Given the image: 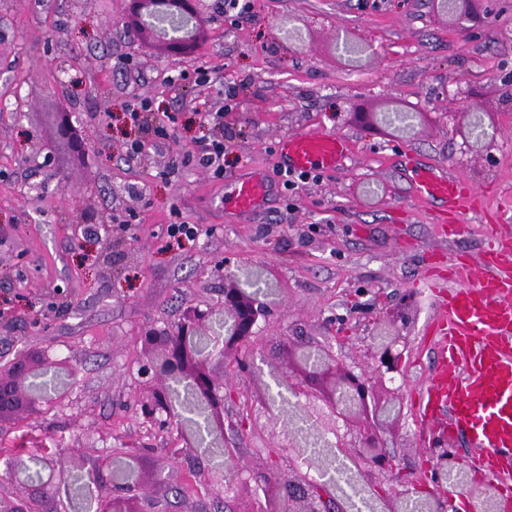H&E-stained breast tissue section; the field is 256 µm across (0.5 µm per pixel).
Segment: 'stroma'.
I'll return each instance as SVG.
<instances>
[{"label": "stroma", "instance_id": "1", "mask_svg": "<svg viewBox=\"0 0 512 512\" xmlns=\"http://www.w3.org/2000/svg\"><path fill=\"white\" fill-rule=\"evenodd\" d=\"M201 5L207 35L174 60L125 35L126 0H0V92L19 93L0 112V366L21 352L62 363L53 401L0 418V447L34 436L51 449L37 469L55 498L34 503L35 512H96L55 476L59 458L71 457L79 476L91 459L121 464L135 453L142 481L161 486L148 512H234L223 465L195 449L210 477L182 483L168 461L182 438L137 414L154 385L143 330L172 327L198 302L219 303L227 257L277 290L256 346L264 373L286 359L289 339H326L340 359H361L376 315L413 296L403 416L386 438L407 480L419 478L431 448L419 395L440 358L433 326L446 315L428 283L447 278L451 260L479 258L490 233L512 238V0H488L484 26L469 34L431 0H254L252 17L234 25L224 0ZM288 29L299 39L285 37ZM343 33L367 49L337 50ZM226 83L238 92L230 111ZM141 99L176 123L133 159L138 132L124 112ZM62 107L79 120L83 152L46 134L47 114ZM361 107L420 123L410 134L372 132L356 119ZM201 112L223 113L232 137L220 179L192 155ZM473 112L497 132L481 152L460 135ZM297 132L338 134L350 150L319 180L287 191L277 144ZM410 157L446 168L473 193L461 235L443 236L432 205L416 197ZM253 168L271 197L260 211L229 213L225 188ZM182 222L197 225L196 240L170 241L168 225ZM233 390L224 408L244 422L225 430L223 446L250 463L259 493L268 449L277 448L279 471L291 466L288 435L251 376L235 377Z\"/></svg>", "mask_w": 512, "mask_h": 512}]
</instances>
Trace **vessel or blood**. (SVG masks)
<instances>
[{
	"mask_svg": "<svg viewBox=\"0 0 512 512\" xmlns=\"http://www.w3.org/2000/svg\"><path fill=\"white\" fill-rule=\"evenodd\" d=\"M348 150V142L334 133H294L278 144L284 167L296 170L336 168ZM414 188L418 199L442 204L436 214L440 220L468 203L457 181L438 168L417 171ZM268 194L263 174L256 171L231 184L224 204L248 213L260 208ZM503 251V244L488 238L482 279L439 295L448 310L443 353L421 423L433 425L437 405L445 404L448 434L470 437L484 465L482 477L496 481L504 512H512V472L496 467L497 461L512 460V269L505 267Z\"/></svg>",
	"mask_w": 512,
	"mask_h": 512,
	"instance_id": "obj_1",
	"label": "vessel or blood"
}]
</instances>
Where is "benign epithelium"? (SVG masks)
<instances>
[{"instance_id":"obj_1","label":"benign epithelium","mask_w":512,"mask_h":512,"mask_svg":"<svg viewBox=\"0 0 512 512\" xmlns=\"http://www.w3.org/2000/svg\"><path fill=\"white\" fill-rule=\"evenodd\" d=\"M200 0H129L128 30L156 43L169 55L185 53L189 34L204 28V15L198 7ZM434 10L453 21L467 22L464 30L470 32L484 23L487 0H431ZM492 134L484 139L473 135L472 124L465 125L462 132L464 146L479 150L489 144ZM251 281V273L241 272L238 266L225 262L224 297L217 307L204 310H189L182 321L170 329L150 328L142 333L145 349L151 353L150 368L160 380L141 412L150 424L174 427L182 424L179 415L167 411L161 405L171 406L167 381L182 380L190 384L192 396L180 404L183 412H201L207 423L224 431V383L215 380V367L235 368L250 372L254 370V357H246L245 349L252 345L257 335L258 320L267 313V307L259 294L249 292L245 286ZM412 297L393 309L390 318L378 319L387 327L386 338L380 343H371L364 351L365 361L358 366L344 363L335 353L333 344L312 343L302 347H288L287 360L278 366L273 375L286 382L288 391L297 400L301 412L312 422L315 431L332 438L331 447L353 457L359 464L360 476L365 483H376L382 475L390 486L377 487L384 502V512H393L391 504L400 495L411 490L425 494L427 499L447 512L448 501L458 490L475 504L486 493L482 487L457 483L452 488L444 487L448 467L457 458L446 448H433L429 457V478L418 483L401 482L394 486V464L387 456L383 439L382 418L379 411L387 408L399 395L400 387L389 390L390 396L380 397L375 390V379L389 377L394 381L402 375L404 354L410 346L407 328L408 311ZM229 325L212 339L210 352L202 356L196 350L177 340L183 336L193 339L206 336L212 331L215 319ZM37 370L27 355L14 358L8 371L0 370V390L7 388L19 398L17 407H33L45 402L41 392L28 385V374ZM345 397L357 401L358 408L347 411L342 407ZM90 483L104 491L99 497L100 512H142L148 488L141 482L131 486L112 488L111 466L100 460L89 473ZM306 476L297 474L289 487L293 493L290 512H347L346 503L338 496L321 488L314 494L305 491ZM283 499V487L278 481L268 483L263 490V499H255L242 512H277Z\"/></svg>"}]
</instances>
